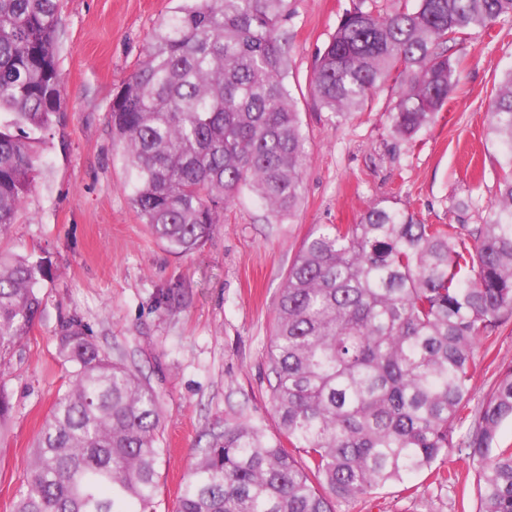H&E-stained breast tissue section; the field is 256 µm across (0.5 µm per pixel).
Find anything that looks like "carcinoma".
<instances>
[{
	"instance_id": "carcinoma-1",
	"label": "carcinoma",
	"mask_w": 512,
	"mask_h": 512,
	"mask_svg": "<svg viewBox=\"0 0 512 512\" xmlns=\"http://www.w3.org/2000/svg\"><path fill=\"white\" fill-rule=\"evenodd\" d=\"M357 0L315 60L309 87L337 117L364 110L392 72V115L413 141L448 103L449 50L512 20V0H416L385 13ZM290 0H188L155 30L112 101L125 190L172 255L199 250L221 211L252 191L292 216L309 160L288 85ZM59 0H0V231L39 167L36 145L61 121ZM491 130L504 148L481 224H424L377 203L356 224L301 243L281 289L267 358L279 433L249 419L211 434L176 512H333L428 471L456 448L477 466L476 512H512V366L470 407L479 344L512 318V69ZM50 274L0 251V365L28 335ZM71 378L46 417L14 512H149L158 490V394L76 320L59 342ZM13 412L0 384V430ZM472 416L462 439V418Z\"/></svg>"
}]
</instances>
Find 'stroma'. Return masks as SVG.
Segmentation results:
<instances>
[{"mask_svg": "<svg viewBox=\"0 0 512 512\" xmlns=\"http://www.w3.org/2000/svg\"><path fill=\"white\" fill-rule=\"evenodd\" d=\"M181 0H60L57 66L63 116L41 148V164L0 251L48 261L42 310L28 338L0 367L14 405L0 432V512H13L31 450L72 365L59 353L75 319L104 349L125 356L158 393L164 419L152 512H175L181 483L211 433L242 419L275 434L267 400V354L280 290L302 240L317 227L355 224L382 203L427 224H479L496 192L503 149L490 129L494 87L512 69V22L452 48L457 84L415 141L394 131L399 83L382 84L366 111L346 119L309 92L314 61L352 0H291L285 29L288 82L310 159L295 215L277 222L242 192L197 252L176 257L145 230L124 189L112 139V98L146 56L160 22ZM469 201L466 209L458 201ZM512 365V319L478 352L472 394L482 399ZM456 482L427 474L416 493L390 482L335 512H475L472 461L450 453Z\"/></svg>", "mask_w": 512, "mask_h": 512, "instance_id": "obj_1", "label": "stroma"}]
</instances>
